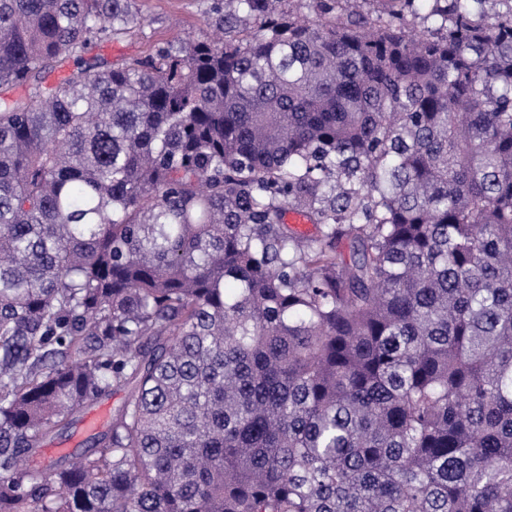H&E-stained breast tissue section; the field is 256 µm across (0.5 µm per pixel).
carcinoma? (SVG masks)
I'll use <instances>...</instances> for the list:
<instances>
[{
  "instance_id": "1",
  "label": "carcinoma",
  "mask_w": 512,
  "mask_h": 512,
  "mask_svg": "<svg viewBox=\"0 0 512 512\" xmlns=\"http://www.w3.org/2000/svg\"><path fill=\"white\" fill-rule=\"evenodd\" d=\"M291 2L0 0V512H512V0ZM211 0H136L143 24L109 41L93 44L85 55L102 57L114 63L144 57L159 43L187 36H212L206 24ZM125 399L123 391L114 390L106 395L99 397L85 404L84 408L77 414L74 424L61 437H56L47 441L42 449V460L56 458L62 454H69L73 458L81 456L89 444L87 439L96 432L103 431L112 419L113 412L122 404ZM106 410L105 419L94 429H88L85 426V420L90 413L97 412L99 409ZM48 448H64L62 453L50 455Z\"/></svg>"
}]
</instances>
